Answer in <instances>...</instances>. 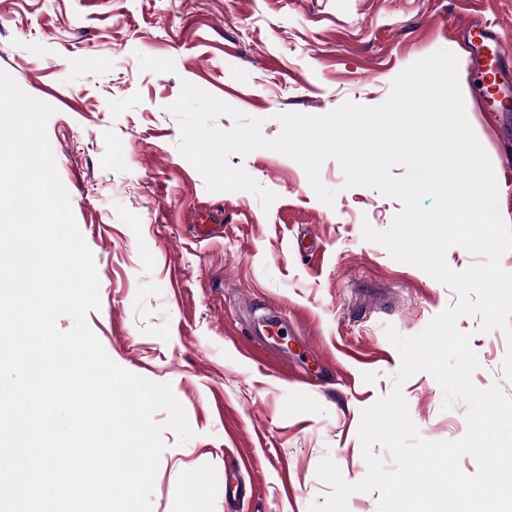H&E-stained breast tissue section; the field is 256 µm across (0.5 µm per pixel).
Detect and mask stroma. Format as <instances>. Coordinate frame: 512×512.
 Segmentation results:
<instances>
[{
	"instance_id": "obj_1",
	"label": "stroma",
	"mask_w": 512,
	"mask_h": 512,
	"mask_svg": "<svg viewBox=\"0 0 512 512\" xmlns=\"http://www.w3.org/2000/svg\"><path fill=\"white\" fill-rule=\"evenodd\" d=\"M458 12L512 34V0H0V70L55 109L47 137L99 280L87 323L117 365L170 384L193 431L183 444L165 432L152 512H308L330 493L316 474L326 458L361 481V412L401 366L387 327L416 335L457 301L364 239L402 205L346 187L336 160L320 170L330 206L269 149L229 161L275 193L270 207L208 191L176 147L168 107L182 82L262 119L272 139L280 114L376 106L416 61L463 56ZM464 106L512 226V110ZM197 208L224 215L209 237L190 223ZM480 324L457 322L481 362L472 381L512 396L505 335ZM402 392L422 438L466 434L464 404L444 408L431 374Z\"/></svg>"
}]
</instances>
